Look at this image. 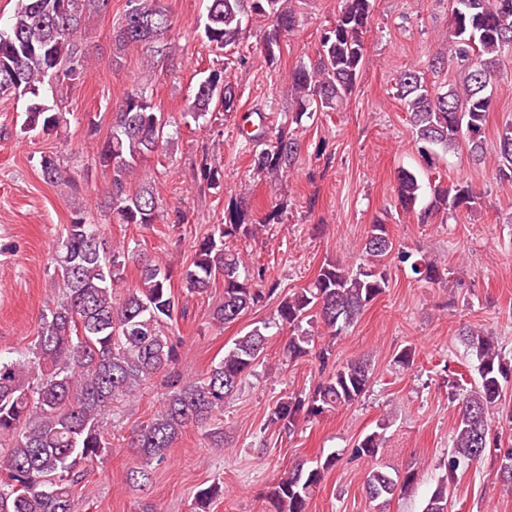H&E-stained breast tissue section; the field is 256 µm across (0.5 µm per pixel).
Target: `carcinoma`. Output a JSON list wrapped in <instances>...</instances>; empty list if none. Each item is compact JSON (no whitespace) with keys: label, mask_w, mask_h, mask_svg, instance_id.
Masks as SVG:
<instances>
[{"label":"carcinoma","mask_w":512,"mask_h":512,"mask_svg":"<svg viewBox=\"0 0 512 512\" xmlns=\"http://www.w3.org/2000/svg\"><path fill=\"white\" fill-rule=\"evenodd\" d=\"M110 0H16L6 31H0V93L27 99L17 134L36 130L56 133L65 113L44 98L45 86L56 95L73 89L90 62L85 38L86 16L107 11ZM373 0H340L332 27L325 31L315 58L293 70L286 95L292 111L284 122L267 125L247 113L238 124L241 144L259 177L293 171L300 162V141L290 125H302L319 112H334L352 94L359 77L370 29ZM257 18L269 21L260 51L277 62L283 38L297 26L292 0H209L198 32L218 50L235 47L243 26ZM173 29L162 0H127L114 35L117 54L130 48L162 54L161 43ZM446 51H438L427 69L409 67L398 73L394 88L404 104L418 151L434 165L438 153L466 148L472 160L485 162V126L493 104V86L500 82V61L512 56V0H454L448 23ZM454 64L459 82L443 87L428 80ZM248 64L244 55L224 57L208 69L192 90L186 116L194 121L216 112L232 113L239 103L234 85L224 79L232 67ZM170 121L143 84L126 90L112 116V130L97 147L95 163L111 174L104 210L115 224L144 228L161 220L163 199L151 177L143 175L138 189L128 185L143 160L171 139ZM45 181L72 186L75 179L55 156L40 160ZM497 178L512 181V125L499 138L494 161ZM197 176L207 187H220L222 175L215 158L203 151ZM422 185L409 170L395 177L397 204L415 208ZM475 203L471 185L455 182L431 187L428 206L418 213L421 224L448 212L470 210ZM286 204L254 210L243 200L224 207V221L212 225L194 246L181 280L187 294H203L217 279L224 282L223 301L211 319L226 325L278 294V283L262 265L249 261L241 244L256 240L278 224ZM365 259L346 268L325 260L304 287L284 296L272 318L259 322L233 340L224 357L198 379L173 370L180 337L168 325L187 313L182 296L172 289L171 268L144 252L110 243L100 224L74 212L52 257L57 300L42 315L37 340L28 355L0 357V512H78L74 488L84 477L85 464L112 452L104 426L123 404L139 397L143 386L164 373L162 406L150 422L130 436V447L146 462L162 463L168 448L188 428H203L224 413V403L264 358L271 336L287 335L283 357L289 362L313 358L328 367L334 344L364 309L389 285L391 263L409 265L415 279L440 283L451 270L441 261L396 248L387 225L373 222L364 243ZM139 271L138 284L118 294L129 266ZM462 341L478 359L474 386L455 393L457 423L441 479L423 512H448L451 484L460 469L482 459L487 450L499 454V479L512 487V448L489 437L504 384L512 380V362L497 338L481 329L462 330ZM373 378L370 360L359 358L333 368L308 393H294L275 403L268 424L294 434L299 422H312L352 406ZM386 425L366 434L353 456L366 462V495L373 501L408 491L417 472L408 467L390 472L377 461L384 447ZM336 454L298 461L283 471L268 497L272 512H307ZM221 489L209 486L195 494V512H209Z\"/></svg>","instance_id":"carcinoma-1"}]
</instances>
